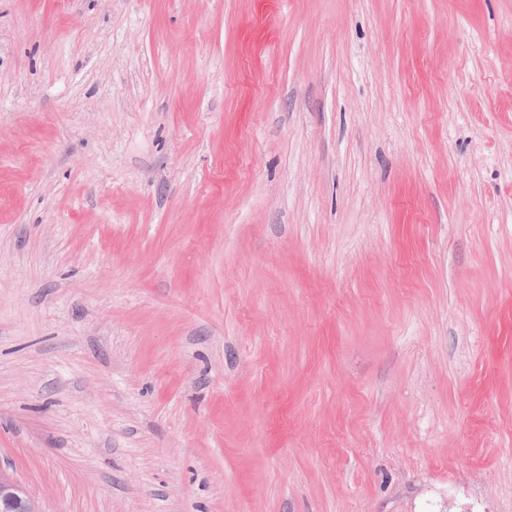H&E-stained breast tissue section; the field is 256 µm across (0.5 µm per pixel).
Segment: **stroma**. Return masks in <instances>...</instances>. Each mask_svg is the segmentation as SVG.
<instances>
[{"instance_id":"stroma-1","label":"stroma","mask_w":512,"mask_h":512,"mask_svg":"<svg viewBox=\"0 0 512 512\" xmlns=\"http://www.w3.org/2000/svg\"><path fill=\"white\" fill-rule=\"evenodd\" d=\"M0 473L512 512V0H0Z\"/></svg>"}]
</instances>
